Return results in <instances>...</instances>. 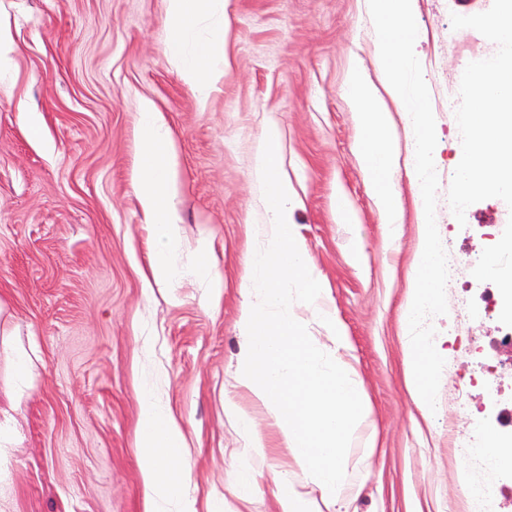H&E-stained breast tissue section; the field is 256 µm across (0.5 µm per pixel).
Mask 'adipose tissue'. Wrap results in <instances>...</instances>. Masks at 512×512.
I'll return each mask as SVG.
<instances>
[{"instance_id":"ef3b65f1","label":"adipose tissue","mask_w":512,"mask_h":512,"mask_svg":"<svg viewBox=\"0 0 512 512\" xmlns=\"http://www.w3.org/2000/svg\"><path fill=\"white\" fill-rule=\"evenodd\" d=\"M227 0H166L165 52L178 62L185 82L206 95L224 61ZM205 19L214 20L210 35L189 40ZM472 110L467 117L471 135L459 168L464 188L512 186V67L496 65L472 71ZM345 94L358 111L362 168L377 201L381 222L393 231L399 218L394 186L397 156L389 113L374 87L359 70H352ZM140 153L135 189L159 248L150 258L155 281L175 275L170 254L181 242L171 200L175 184L172 132L162 113L144 102L139 127ZM279 128L266 126L254 155L251 181L259 187L266 220L254 225L259 247L248 258L243 277L246 300L238 320L243 345L236 365V385L246 390L266 412L282 447L289 450L292 469L272 472L278 512H321L320 501L351 494L344 464L350 447L370 418V405L353 377L347 360L348 339L321 280L291 221V188L278 169ZM291 280L294 294L280 286ZM329 331L330 356H323L311 320ZM0 348L12 356L16 382L5 390L0 406V446L16 434L13 413L21 408L38 374L36 350L0 338ZM225 413L237 416L246 438L243 459L231 480L240 492L254 484L251 461L267 459L271 448L251 416L228 403ZM138 465L144 475L149 512H193L191 465L178 424L153 391L140 396Z\"/></svg>"}]
</instances>
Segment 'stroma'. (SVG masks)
Masks as SVG:
<instances>
[{"instance_id": "1", "label": "stroma", "mask_w": 512, "mask_h": 512, "mask_svg": "<svg viewBox=\"0 0 512 512\" xmlns=\"http://www.w3.org/2000/svg\"><path fill=\"white\" fill-rule=\"evenodd\" d=\"M413 4L438 193L461 197L457 210L437 209V229L481 260L456 269L448 312L435 319L445 366L428 417L406 391L400 325L420 259L414 166L401 157L402 222L386 238L344 93L355 66L384 86L368 0H228L226 72L203 102L165 53L164 0H0V32L16 47L0 82V334L41 357L39 383L16 414L20 437L0 457L9 472L0 512H146L136 464L145 384L183 426L195 512L231 497L243 441L224 400L252 407L234 378L237 320L249 227L265 220L250 168L272 122L295 229L345 327L371 407L363 432L377 436L372 456L358 442L346 450L354 496L324 512H446L459 500L465 465L451 441L485 437L491 422L474 411H512V357L488 360L467 343L512 329L496 310L512 274V196L453 182L471 134V100L457 90L469 57L510 59L512 48L484 27L498 0ZM146 99L174 138L181 276L168 284L150 277L154 231L135 190ZM339 193L355 223L335 213ZM203 244L213 288L193 273ZM489 363L495 376L469 386ZM289 460L278 447L253 462V493L237 512H277L271 472Z\"/></svg>"}]
</instances>
